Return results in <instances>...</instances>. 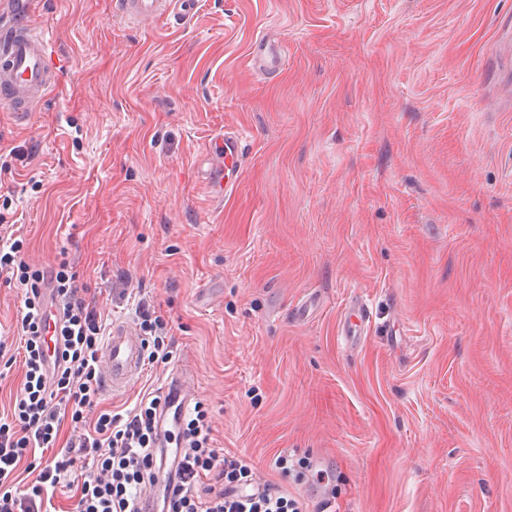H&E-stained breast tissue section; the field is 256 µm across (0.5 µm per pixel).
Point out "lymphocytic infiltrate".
<instances>
[{
	"mask_svg": "<svg viewBox=\"0 0 512 512\" xmlns=\"http://www.w3.org/2000/svg\"><path fill=\"white\" fill-rule=\"evenodd\" d=\"M25 245L19 229L0 228V278L23 291L17 347L25 365L11 419L0 422V512H51L64 484L76 489L74 512H303L279 484L260 482L251 458L215 446L201 402L182 420L180 486L174 496L144 504L143 492L162 465L156 447L161 394H144L122 414L102 407L106 324L69 261L31 266ZM134 314L144 335L143 363H168L173 337L164 316L143 299ZM67 418L74 433L60 447L57 435ZM39 448L46 451L40 458ZM23 463L37 473L24 486L17 474Z\"/></svg>",
	"mask_w": 512,
	"mask_h": 512,
	"instance_id": "lymphocytic-infiltrate-1",
	"label": "lymphocytic infiltrate"
}]
</instances>
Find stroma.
<instances>
[{"label":"stroma","instance_id":"35a3bbf8","mask_svg":"<svg viewBox=\"0 0 512 512\" xmlns=\"http://www.w3.org/2000/svg\"><path fill=\"white\" fill-rule=\"evenodd\" d=\"M29 2L58 86L0 106V214L108 322L144 297L175 341L106 405L186 367L217 445L309 507L512 512V0H199L187 25ZM249 56L252 65L260 70L271 73L279 69L285 62L284 50L280 46L278 50H273L265 41L264 37L257 38L250 48ZM224 164L219 168L211 169L206 177L207 186L214 199H223L225 195L234 190L235 182L224 175V168L231 170L235 167L239 154L242 151V136L236 131H224Z\"/></svg>","mask_w":512,"mask_h":512}]
</instances>
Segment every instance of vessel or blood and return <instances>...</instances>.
I'll list each match as a JSON object with an SVG mask.
<instances>
[{
  "label": "vessel or blood",
  "mask_w": 512,
  "mask_h": 512,
  "mask_svg": "<svg viewBox=\"0 0 512 512\" xmlns=\"http://www.w3.org/2000/svg\"><path fill=\"white\" fill-rule=\"evenodd\" d=\"M198 0H122L123 14L142 22L163 14H171L183 22L191 21ZM10 14L9 23L0 24V102L11 111H32L51 91L55 78L48 64L50 41L25 15L19 0H0V13ZM252 65L271 73L284 61L283 50L272 49L264 38H257L251 48ZM224 164L212 169L207 186L214 199H223L234 189V181L226 179L225 170L233 169L242 151L239 132H225ZM141 338L132 323L113 325L102 352L103 383L112 391L124 389L140 372ZM194 394L183 377L172 375L165 385V401L159 413L160 429L167 437H175Z\"/></svg>",
  "instance_id": "1"
}]
</instances>
